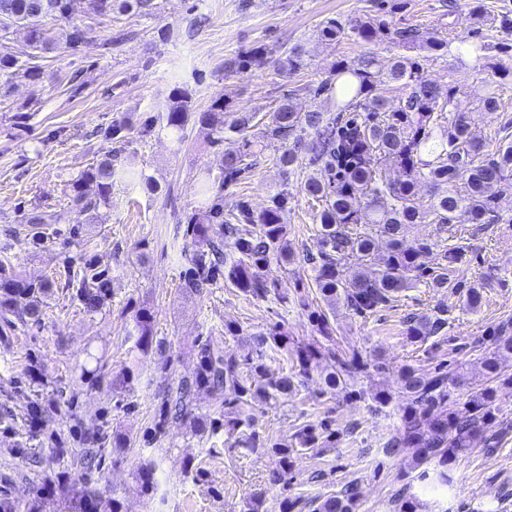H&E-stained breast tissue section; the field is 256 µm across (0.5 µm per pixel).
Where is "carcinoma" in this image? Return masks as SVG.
<instances>
[{"mask_svg": "<svg viewBox=\"0 0 512 512\" xmlns=\"http://www.w3.org/2000/svg\"><path fill=\"white\" fill-rule=\"evenodd\" d=\"M134 10L151 16L157 10L155 0H0V37L13 28L27 31L26 50L17 54L0 50V98L12 92V78L22 75L30 81L40 78L42 55L57 48L54 26L77 16L87 19ZM95 29L84 22L75 23L65 34V44L77 47L93 38ZM344 35L363 41L386 40L405 49L423 47L430 52L448 50V39L436 33H423L414 26L399 27L392 16H373L345 27L335 19L319 29L326 40ZM495 47L482 38L471 36L460 41L457 61L473 70H491L500 78L512 77V67L493 54ZM269 54L258 45L224 62L228 71L241 72L251 62ZM280 74L292 75L305 63L302 45L295 44L274 59ZM397 84L405 94L394 105L384 95L385 87ZM333 104V110L314 108L302 112L289 96H284L271 113L268 137L284 146L276 156L286 174L308 163L320 167V175L306 179L303 191L322 203L316 215L321 242L320 251L309 258L315 271L314 282L326 305L333 309L341 302L361 317L370 316L393 303L400 293L419 280L441 291L465 290V306L480 308L481 286L450 278L448 272L464 263L465 247L446 248V264L440 270L425 263L431 244H410L405 229L410 224H498V200L512 194V119H508L490 138L474 133L472 112L459 108L454 73H448V88L441 92L424 68L405 55L383 61L369 53L356 61H335L329 75L310 89ZM501 98L495 81L485 84L477 98V109L496 112ZM191 98L175 91L170 97L166 125L176 133L185 129L192 116ZM224 98L214 100L208 109L195 115V121L210 129L212 143L224 141L227 133L240 138L238 151L224 155L219 175L205 171L199 178V209L185 216V235L190 237L182 288L200 294L222 279L244 295L265 299L277 292L270 275L274 263L286 265L292 258L288 229L284 222L286 197L277 193L272 204L256 213L244 201L224 208V186L246 179L257 164V153L245 131L256 113L239 111L231 121ZM399 177L392 178L389 171ZM143 179V174L119 163L108 150L100 159L81 171L69 185L67 206L63 210L34 208L25 223L63 224L74 219L98 217L112 203V186L120 180ZM433 196L431 207L417 205L419 188ZM387 242V253L375 259L376 241ZM355 254L356 269H344L343 260ZM63 287L74 289V296L90 311L99 308L109 290V280L85 268L65 270ZM49 283L27 281L17 276L7 260H0V289L4 291V311L19 312L37 320L41 315L40 294ZM310 319L322 340L300 343L288 330L275 324L248 337L249 348L239 358H228L212 341L196 339L197 364L194 377L164 393L162 418L192 415L197 392L224 394L220 416L193 415L192 432L224 429L227 451L246 450L271 455L276 466L266 481L282 490L280 512H293L300 498L289 492L294 484V458L302 451L318 452L336 446V429L330 420L304 422L289 441L274 439L260 431L255 414L258 404H276L288 400L310 379L319 363L332 362L322 377L321 392L344 388L354 374L369 368L380 369L377 358L364 360L329 346L334 327L323 310L310 312ZM133 349L149 353L154 340V315L148 307L133 313ZM406 336L424 343L448 331V310L437 308L430 314L414 315L406 321ZM274 354L288 356L291 374L271 368ZM512 360V322L503 324L492 337L491 350L480 358L491 385L472 393L464 407L451 401L452 389L461 375L455 370L428 373L410 365L399 369L400 389L407 397L401 425L382 446V453L407 462L417 471L415 479L430 491H447L453 486V464L459 456L478 448L486 455L499 451L502 439L512 430L505 426L497 434L486 435L483 426L495 418L496 388L493 383L512 385V375L504 376L503 363ZM412 483H404L395 496L396 512H418V500L411 493ZM357 484L348 483L326 498L309 502V512H356Z\"/></svg>", "mask_w": 512, "mask_h": 512, "instance_id": "cac0c4a2", "label": "carcinoma"}]
</instances>
